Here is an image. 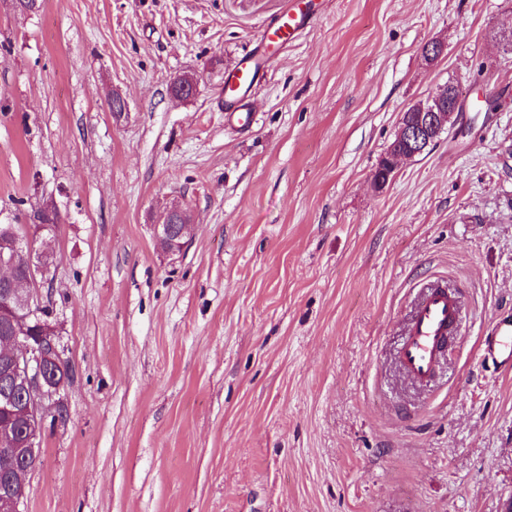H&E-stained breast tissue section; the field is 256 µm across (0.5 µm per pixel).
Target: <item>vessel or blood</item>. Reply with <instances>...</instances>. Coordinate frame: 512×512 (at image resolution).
Listing matches in <instances>:
<instances>
[{
	"instance_id": "obj_1",
	"label": "vessel or blood",
	"mask_w": 512,
	"mask_h": 512,
	"mask_svg": "<svg viewBox=\"0 0 512 512\" xmlns=\"http://www.w3.org/2000/svg\"><path fill=\"white\" fill-rule=\"evenodd\" d=\"M315 11L313 0L305 9L284 13L275 29L281 40H289L295 31L310 23ZM255 60H241L224 77V100L234 104L262 78ZM464 324L459 301L441 288L429 290L415 304L406 335L399 350V362L410 379L418 383L434 375L440 356L458 336ZM483 360L512 368V323H497L493 336L487 337Z\"/></svg>"
}]
</instances>
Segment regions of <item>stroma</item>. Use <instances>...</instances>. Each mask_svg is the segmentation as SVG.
I'll use <instances>...</instances> for the list:
<instances>
[{"mask_svg": "<svg viewBox=\"0 0 512 512\" xmlns=\"http://www.w3.org/2000/svg\"><path fill=\"white\" fill-rule=\"evenodd\" d=\"M290 2L0 0V224L55 203L73 370L26 512L512 506V371L481 358L512 315V0H325L260 44ZM251 54L239 127L221 89ZM450 80V131L375 187L400 112ZM173 204L196 223L171 255L153 226ZM438 277L469 322L423 388L396 350ZM313 1L307 0L305 9H299L298 12L288 10L280 17L274 33L282 40V43H288L295 31L310 23L316 6Z\"/></svg>", "mask_w": 512, "mask_h": 512, "instance_id": "35a3bbf8", "label": "stroma"}]
</instances>
